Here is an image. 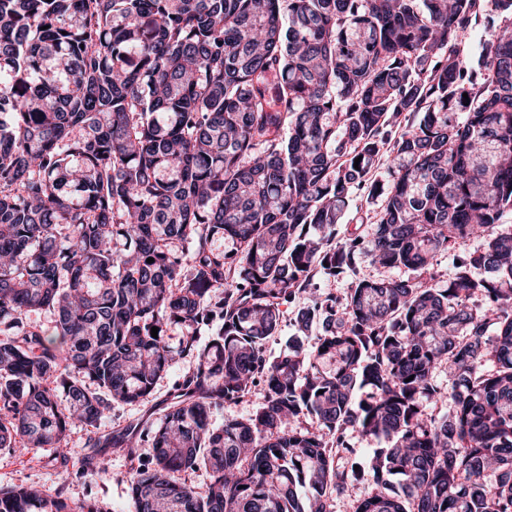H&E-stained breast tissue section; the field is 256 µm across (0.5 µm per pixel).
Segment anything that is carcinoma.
<instances>
[{"label": "carcinoma", "instance_id": "carcinoma-1", "mask_svg": "<svg viewBox=\"0 0 512 512\" xmlns=\"http://www.w3.org/2000/svg\"><path fill=\"white\" fill-rule=\"evenodd\" d=\"M490 4L471 60L479 0H0V452L60 447L191 355L134 512H328L352 485L355 512H512V0ZM355 188L374 233L335 242ZM360 262L412 275L307 300ZM297 300L322 334L272 358ZM201 468L203 495L178 478ZM0 512L106 510L20 486ZM480 1L478 12V25L472 30L465 42L461 45L463 53L468 58L477 60L482 53V42L486 33L501 23V18L490 11L491 7L487 1ZM256 403L257 399L253 396L217 406L211 412V423L215 428H221L224 426V420L226 419L247 417L255 410Z\"/></svg>", "mask_w": 512, "mask_h": 512}]
</instances>
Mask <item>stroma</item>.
<instances>
[{
    "instance_id": "stroma-1",
    "label": "stroma",
    "mask_w": 512,
    "mask_h": 512,
    "mask_svg": "<svg viewBox=\"0 0 512 512\" xmlns=\"http://www.w3.org/2000/svg\"><path fill=\"white\" fill-rule=\"evenodd\" d=\"M376 204L367 203L363 192H353L340 223L336 225L337 239H345L357 232L369 235ZM194 368L191 358L177 360L158 383L152 397L144 403H113L97 427H76L67 439V469H60L53 460L54 453L46 448H17L11 453H0V488L35 485L47 493L62 491L76 503L92 501L104 512H133L127 477L134 460H151L153 450L149 442H142L137 459H130L112 450H104L97 473H90L83 465L89 441L95 436L129 425L153 420L172 402L178 385Z\"/></svg>"
}]
</instances>
